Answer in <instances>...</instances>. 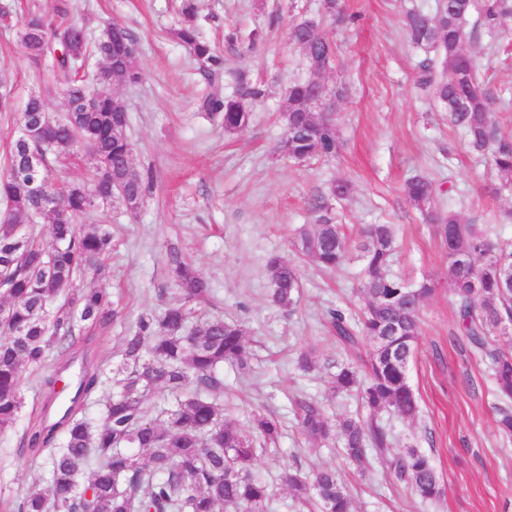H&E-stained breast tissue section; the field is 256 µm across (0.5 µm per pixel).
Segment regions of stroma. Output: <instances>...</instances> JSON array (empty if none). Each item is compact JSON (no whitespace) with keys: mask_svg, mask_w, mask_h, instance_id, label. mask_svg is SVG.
I'll list each match as a JSON object with an SVG mask.
<instances>
[{"mask_svg":"<svg viewBox=\"0 0 512 512\" xmlns=\"http://www.w3.org/2000/svg\"><path fill=\"white\" fill-rule=\"evenodd\" d=\"M70 3L92 37L109 23L137 37L144 77L136 84L114 81L112 90L127 105L134 159L151 171L154 188L137 213L117 205L91 217L109 225L112 253L106 276L88 273L79 285L110 292L120 317L104 332L76 328L70 365L55 356L45 369L23 368L24 408L14 426L0 433V505L31 488L48 487L50 449L31 450L21 439L40 420L59 419L61 404L74 394L86 348L100 377L82 409L91 422L100 420L113 391L112 368L121 359L120 337L141 313H161L177 296L167 278L174 246L211 282L212 295L198 304V313L237 320L247 332L248 370L224 368L218 398L225 418L245 427L254 414L272 413L282 423L277 449L260 454L255 467L271 489L269 512H307L281 481L288 467L307 474L335 468L347 484L354 512H512V441L496 431L491 379L480 359L456 340L457 307L436 227L409 205L402 191L406 179L424 175L434 185L435 207L458 212L495 242L512 244V195L489 192L486 160L469 152L464 135L449 124L431 92L414 84L420 54L404 36L402 17L412 8L433 10L437 0H343L344 10L357 19L338 29L335 66L321 77L327 87L348 90L335 111L341 149L337 157L310 165L284 160L276 146L288 86L305 74L304 54L289 41L288 24L296 16L316 15L320 0H197L204 35L224 53L225 92H233L241 81L265 91L248 127L233 135L198 109L206 81L172 35L180 0ZM228 25L244 32L259 29L262 38L252 50L228 47ZM467 49L475 53L479 77L495 96L500 128L512 131V31L493 38L476 31ZM48 82V72L27 61L14 29L0 22V87L10 91L14 105L13 111H0V156L17 127L25 96ZM339 176L353 182L349 197L333 205L348 236H356L363 224L392 225L398 250L393 274L435 283L423 304L418 352L409 370L419 416L412 421L392 411L380 414L390 444L361 475L336 448L305 440L294 410L296 400L313 398L332 415L360 411L355 397L334 398L326 391L336 363H363L371 351L367 342L341 351L326 324L329 308L355 310L362 304L359 252L351 251L332 272L303 261L293 313L267 298L268 257L295 258L300 230L314 224L309 199ZM308 348L314 351L315 367L304 372L297 358ZM51 372L60 373L68 388L46 389L44 379ZM411 448L433 459L445 487L440 499L422 502L398 482L391 462Z\"/></svg>","mask_w":512,"mask_h":512,"instance_id":"35a3bbf8","label":"stroma"}]
</instances>
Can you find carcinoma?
<instances>
[{
  "label": "carcinoma",
  "instance_id": "cac0c4a2",
  "mask_svg": "<svg viewBox=\"0 0 512 512\" xmlns=\"http://www.w3.org/2000/svg\"><path fill=\"white\" fill-rule=\"evenodd\" d=\"M68 0H60L53 15L28 12L16 28V37L29 62L48 68L65 102L74 107V119L62 120L48 111L45 94L32 91L23 103L17 132L0 169V431L10 429L21 411V370L46 366L53 350L74 344L77 324L103 329L118 312L110 295L76 286L83 266L105 270L112 236L104 224H81L94 205L85 188L93 178L60 181L55 164L85 153L92 169L104 168L114 185L111 202L133 213L152 190L149 174L134 163L135 148L125 134L129 115L125 102L112 94V81L136 83L141 78L136 53L119 57L114 43L123 37L136 46L123 26L91 41L85 26L72 16ZM476 23L492 35L512 28V0H438L432 12L407 13V40L422 56L414 83L430 90L448 112L450 124L465 135L471 151L489 161L497 182L492 192L512 194V134L494 121V97L478 81L477 62L466 49L467 24ZM183 22L178 42L206 75L210 92L200 111L221 121L224 133L245 129L250 106L264 96L257 85L242 83L234 94L222 92L224 55L206 40L198 23L195 0H183ZM349 19L339 0H322L318 18H304L288 28L289 41L299 46L308 72L317 78L330 70L337 44L330 28ZM261 33L244 35L231 27L230 45L253 48ZM100 58L99 105L80 111L83 63ZM311 80H298L288 90L281 112L284 133L279 154L294 163L336 156L338 137L328 117L342 90L326 89L323 108L308 101ZM37 154L41 164L33 173L25 167ZM351 181L334 179L324 193L308 202L315 216V231L300 234L298 248L324 269H334L350 248L365 261L361 292L365 304L353 315L340 308L328 311L336 341L353 350L359 340L371 343L364 369L344 363L330 376L331 396L354 391L372 413L392 409L410 420L419 411L409 382L415 358L424 300L434 282L409 284L389 272L395 255V233L390 224H368L352 240L332 216L329 200L349 196ZM408 203L424 212L434 202L432 182L423 176L406 180ZM43 219L50 225L51 242L33 236L28 226ZM444 237L448 277L459 314L457 336L487 361L501 405L499 432L512 437V352L497 346L498 337L512 324V245H495L476 225L464 223L457 213L435 218ZM270 301L285 311L294 309L300 288L298 266L281 256L267 264ZM169 277L181 298L161 315H139L121 337L122 364L118 391L106 404L99 424L78 416V406L61 416L64 435L59 450L50 455V487L29 491L10 512H268L270 489L255 471L257 453L278 442V417L260 414L248 428L224 419V405L216 393L224 389V365L246 369L249 351L246 331L219 317L200 319L193 304L208 299L209 279L185 262L179 250L169 248ZM171 396L164 418H152L151 402L158 392ZM297 425L310 441L324 444L337 435L341 454L349 465L363 471L368 451L387 447L386 431L373 420L344 416L334 422L313 399L297 402ZM57 426L23 437L30 448L52 444ZM397 479L423 501L442 494L431 458L414 448L395 462ZM284 483L298 499L315 500L319 512H353L347 486L335 470L311 474L298 470L284 474Z\"/></svg>",
  "mask_w": 512,
  "mask_h": 512
}]
</instances>
